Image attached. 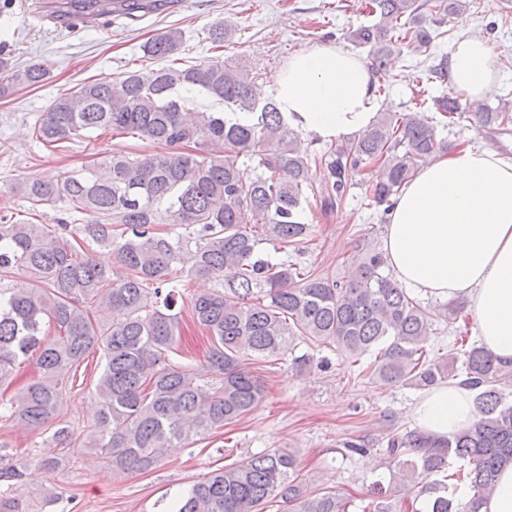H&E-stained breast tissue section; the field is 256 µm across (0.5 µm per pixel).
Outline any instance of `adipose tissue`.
Masks as SVG:
<instances>
[{"label":"adipose tissue","instance_id":"1","mask_svg":"<svg viewBox=\"0 0 512 512\" xmlns=\"http://www.w3.org/2000/svg\"><path fill=\"white\" fill-rule=\"evenodd\" d=\"M496 55L465 30L450 54V87L464 101L483 98L497 79ZM266 91L289 126L329 143L370 128L377 103L366 64L353 53L315 47L271 73ZM382 250L399 283L437 300L469 301L477 339L512 359V155L465 145L424 163L397 197ZM411 416L445 437L477 419L459 384L429 390Z\"/></svg>","mask_w":512,"mask_h":512}]
</instances>
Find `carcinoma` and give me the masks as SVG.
Listing matches in <instances>:
<instances>
[{"instance_id": "cac0c4a2", "label": "carcinoma", "mask_w": 512, "mask_h": 512, "mask_svg": "<svg viewBox=\"0 0 512 512\" xmlns=\"http://www.w3.org/2000/svg\"><path fill=\"white\" fill-rule=\"evenodd\" d=\"M439 19L466 9L465 0H371L373 24L353 31L369 48L379 89L402 61L403 48L432 46L435 36L423 9ZM118 7L133 18L164 7L160 0H69L66 19ZM181 35L168 31L142 46L150 59L175 54ZM49 68L11 63L0 47V98L43 82ZM245 63L211 61L127 71L110 83L85 82L60 94L37 125L35 138L61 148L94 130H112L149 141L162 151L139 156L114 153L85 172L56 181L21 180L12 191L31 206L64 203L95 220L78 231L112 251L115 273L90 257L78 259L69 225L14 222L0 217V271L26 283L0 288V383L19 358L37 352L39 379L10 401L9 418L31 432L55 426L58 453L39 460L50 475L34 499L22 489L25 464L0 455V512L45 510L59 500L54 483L71 453L88 448L112 472L153 469L172 449L185 448L248 414L265 386L254 362H275L295 341L333 346L359 359L382 385L429 389L450 380L474 392L479 419L448 438L413 429L392 434L380 452L412 480L427 512H477L494 488L497 472L512 462V365L460 337L458 351L429 357L434 325L455 323L465 306L426 308L411 298L373 249L346 281L333 280L291 260L309 242L312 225L303 201L312 187L308 156L294 144L273 100L255 93ZM198 91L224 111H193L187 94ZM508 100L493 108L482 101L461 106L456 97L434 99L443 118L468 110L482 127L512 124ZM438 121L388 112L368 130L324 154L318 163L321 209L344 201L353 173L375 169L370 205L386 215L417 167L444 145ZM246 157L254 174L244 176ZM160 224L184 227L172 234ZM273 245L274 258L264 250ZM178 277L216 281L210 292L188 297L189 313L209 335L206 359L197 367L172 360L181 340L183 297ZM158 305L149 309L147 294ZM58 336L42 334L44 322ZM104 366L95 389L99 411L84 439L59 413L72 368L92 351ZM461 366H456V363ZM297 452L272 448L207 473L180 493L172 512H264L274 500L294 512H348L349 501L331 488L311 491ZM373 512H397L391 489L372 488Z\"/></svg>"}]
</instances>
